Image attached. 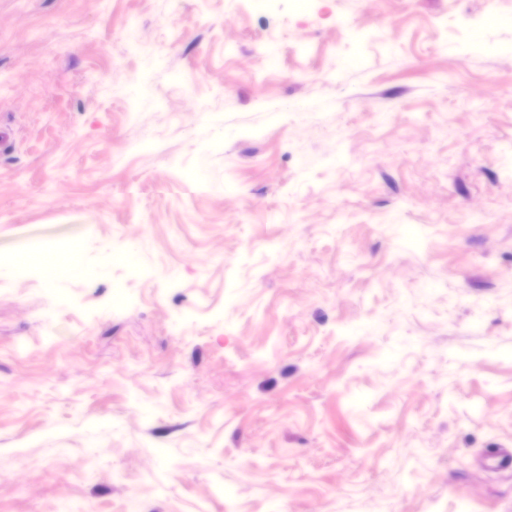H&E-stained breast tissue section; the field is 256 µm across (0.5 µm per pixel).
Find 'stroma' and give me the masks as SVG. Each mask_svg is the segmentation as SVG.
I'll return each instance as SVG.
<instances>
[{
	"label": "stroma",
	"mask_w": 512,
	"mask_h": 512,
	"mask_svg": "<svg viewBox=\"0 0 512 512\" xmlns=\"http://www.w3.org/2000/svg\"><path fill=\"white\" fill-rule=\"evenodd\" d=\"M484 4L0 0V512H512Z\"/></svg>",
	"instance_id": "obj_1"
}]
</instances>
